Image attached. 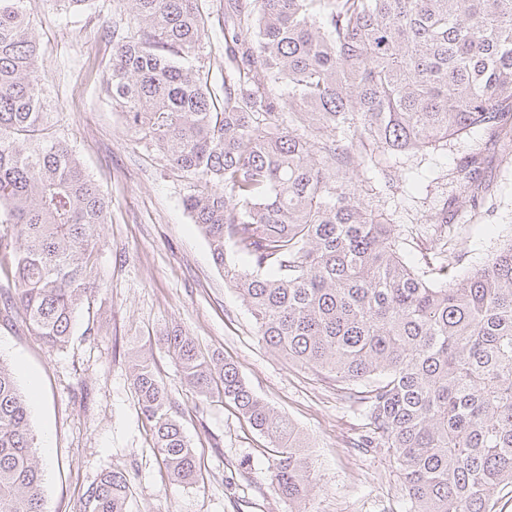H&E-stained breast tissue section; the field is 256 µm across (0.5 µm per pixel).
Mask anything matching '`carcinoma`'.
Masks as SVG:
<instances>
[{
    "label": "carcinoma",
    "mask_w": 512,
    "mask_h": 512,
    "mask_svg": "<svg viewBox=\"0 0 512 512\" xmlns=\"http://www.w3.org/2000/svg\"><path fill=\"white\" fill-rule=\"evenodd\" d=\"M23 2L0 0V272L15 285L0 314L58 347L91 290L109 202L45 126ZM130 2L137 28L112 32L106 94L195 180L184 206L257 336L343 384L368 421L356 447L386 449L407 512H494L512 485V238L461 279L443 264L426 279L353 175L378 153L480 132L493 153L512 138V0H223L218 89L189 64L209 0ZM483 160L457 168L447 208L483 193ZM161 341L186 385L269 439L278 493L305 499L316 478L301 432L185 331ZM133 385L171 480L197 483L165 385L144 361ZM129 491L105 471L84 512H126ZM0 512H46L29 405L2 358Z\"/></svg>",
    "instance_id": "1"
}]
</instances>
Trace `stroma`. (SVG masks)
<instances>
[{
  "label": "stroma",
  "mask_w": 512,
  "mask_h": 512,
  "mask_svg": "<svg viewBox=\"0 0 512 512\" xmlns=\"http://www.w3.org/2000/svg\"><path fill=\"white\" fill-rule=\"evenodd\" d=\"M39 45L52 132L73 149L110 203L91 270L93 289L63 346L42 343L20 321L0 318V357L30 405L44 467L47 512H80L87 489L107 470L131 483L127 512H406L402 482L384 450L353 443L367 422L334 377L295 364L262 343L235 289L212 258L183 201L193 183L156 146L128 131L105 91L112 30L127 27L129 0H95L86 12L55 0H26ZM481 140L429 152L380 157L364 169L362 201L384 213L404 254L422 272L447 265L463 277L512 238V142L487 157L484 195L459 207L435 256L437 222L452 174ZM400 188L387 193L384 172ZM177 325L206 356L234 363L250 389L305 436L316 485L300 502L272 481L274 453L229 403L204 402L179 376L158 338ZM163 380L174 415L194 448L202 478L170 484L150 446L132 386L135 358Z\"/></svg>",
  "instance_id": "stroma-1"
}]
</instances>
